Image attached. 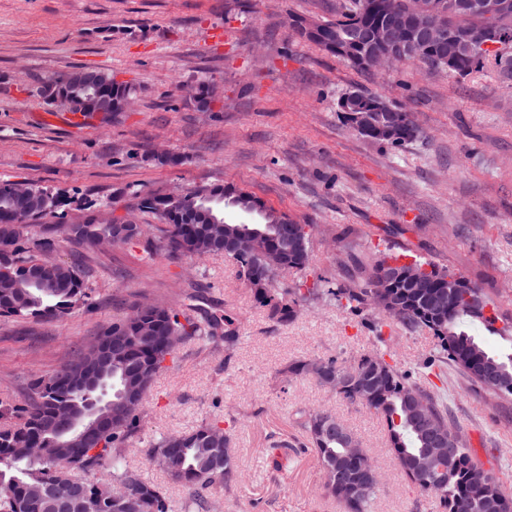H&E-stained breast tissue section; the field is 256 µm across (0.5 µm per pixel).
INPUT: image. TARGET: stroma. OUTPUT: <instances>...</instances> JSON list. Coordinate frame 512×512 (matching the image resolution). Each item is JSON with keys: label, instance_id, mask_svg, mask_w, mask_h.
<instances>
[{"label": "stroma", "instance_id": "35a3bbf8", "mask_svg": "<svg viewBox=\"0 0 512 512\" xmlns=\"http://www.w3.org/2000/svg\"><path fill=\"white\" fill-rule=\"evenodd\" d=\"M340 0H0V180H29L62 194L54 256L78 262L91 304L66 319L0 316V401L24 402L33 374L56 369L104 325L140 301L205 310L230 308L240 342L231 350L181 346L160 372L130 466L173 505L187 496L144 450L162 434L216 418L230 421L239 482L212 497V512H344L324 489L314 452L275 468L274 441L302 435L300 410L335 414L375 461L382 482L374 512H440L401 472L383 419L289 368L306 359L352 365L377 352L447 405L472 459L512 495V398L472 384L438 362L431 332L337 303H304L283 321L260 307L233 261L221 255L173 263L128 246L78 248L66 226L124 209L140 190L224 185L250 192L312 225L311 261L288 283L360 282L381 254L418 253L452 266L496 307L494 328L466 330L491 353L512 354V79L487 65L452 76L419 60L375 74L305 43L295 16L332 19ZM78 67L114 71L135 90L118 120L72 129L70 112L47 105L41 88ZM224 95L199 112L183 96L200 83ZM361 89L405 107L422 137L401 148L351 133L338 98ZM168 152L182 164L162 166Z\"/></svg>", "mask_w": 512, "mask_h": 512}]
</instances>
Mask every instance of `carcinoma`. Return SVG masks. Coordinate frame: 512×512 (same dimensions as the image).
<instances>
[{"label":"carcinoma","mask_w":512,"mask_h":512,"mask_svg":"<svg viewBox=\"0 0 512 512\" xmlns=\"http://www.w3.org/2000/svg\"><path fill=\"white\" fill-rule=\"evenodd\" d=\"M392 0H345L336 19L322 21L305 31L294 23L304 41L345 60L353 68L366 71L361 62L365 45L357 41L362 30H371L391 21ZM487 21L476 11H459L453 17L454 40L477 38ZM411 59L448 73L467 75L487 63L512 72V51L476 59L463 52L453 55L448 66V44L418 43ZM99 92L112 101V112L133 89L102 69L77 68L49 79L42 87L43 100L61 101L70 108L95 106ZM399 140L391 142L363 132L358 136L391 148L403 147L422 135L408 115H403ZM14 182L0 181V236L4 223L13 214L33 206L34 220L54 217L62 206L58 194L29 183L28 194L13 192ZM239 210L263 213L259 224L224 222L225 201ZM140 210L156 215L162 224L140 226L139 235L123 236L124 225L111 220L74 224L67 242L76 247L104 244L144 245L143 259L162 255L171 262L185 257H205L222 253L226 243L238 233L253 235L250 254L226 257L240 267L255 300L283 321L296 314L297 306L310 299L334 300L352 312L370 309L381 314L375 328L396 321L414 329H427L438 339L448 361L470 381L497 397H511L512 357L503 359L487 351L474 337L461 330L466 321L493 327L497 316L490 296L476 288L483 305L472 306L457 297L451 309H440L435 300L448 297V278L456 275L450 267L431 260L414 259L410 264L426 270V287L408 284L402 272L407 267L403 255L388 253L366 270L362 283L323 289L281 284L283 272L304 269L311 259L310 236L313 225L296 224L284 214L265 206L243 191L223 187L177 191L172 194L139 191L128 212ZM13 246L0 249V316L62 320L88 304L90 289L84 272L75 264L47 256L55 239L28 237L27 225L12 231ZM175 336L179 345L196 342L206 346L224 344L233 349L240 340L235 318L224 310V319L190 317L165 304L154 303L141 310L137 320L123 317L108 323L97 340L82 347L77 355L52 373L35 374L28 385V399L20 407L0 402V419L13 423L0 427V512H173L160 487L144 477L125 460V448L137 434L140 420L124 406L121 391H147L156 376L174 358L177 348L168 346ZM112 344L110 366L105 377L112 393V420L85 437L65 431L63 422L81 419L88 404L101 395L81 383L89 372L104 365L99 354L103 344ZM295 376H313L322 384L337 374L343 378L336 392L384 418L389 445L408 479L421 490L433 494L443 512H512L498 480L481 485L472 479V460L463 435L448 424V410L434 395L410 382V376L380 355L364 356L351 366L333 359L301 360L291 367ZM295 421L316 454L324 473V488L343 504L345 512H372L378 486L365 481L363 465L371 461L367 452L352 458L347 449L360 446L346 425L335 415L300 410ZM444 435L454 451L439 464L435 459V439ZM147 460L164 470L170 480L187 490L182 512H208L213 492L238 481L233 436L217 421L174 435H162L145 449Z\"/></svg>","instance_id":"cac0c4a2"}]
</instances>
